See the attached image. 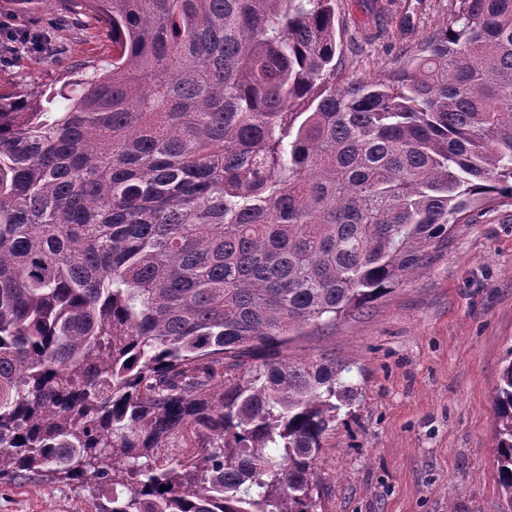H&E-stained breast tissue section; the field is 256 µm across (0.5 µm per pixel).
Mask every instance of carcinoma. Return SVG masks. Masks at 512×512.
Listing matches in <instances>:
<instances>
[{"label": "carcinoma", "mask_w": 512, "mask_h": 512, "mask_svg": "<svg viewBox=\"0 0 512 512\" xmlns=\"http://www.w3.org/2000/svg\"><path fill=\"white\" fill-rule=\"evenodd\" d=\"M334 2L56 0L112 60L0 94L1 480L89 476L100 512H316L352 387L288 344L512 205V0H453L399 71L342 85ZM492 403L512 512V346Z\"/></svg>", "instance_id": "obj_1"}]
</instances>
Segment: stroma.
<instances>
[{"label":"stroma","instance_id":"1","mask_svg":"<svg viewBox=\"0 0 512 512\" xmlns=\"http://www.w3.org/2000/svg\"><path fill=\"white\" fill-rule=\"evenodd\" d=\"M452 0H336V74L384 79L449 19ZM49 29L60 49L0 66V92L60 88L80 61L107 66L100 24L58 23L53 0L0 20ZM512 345V206L455 225L448 246L374 304L289 357L327 352L349 368L352 396L318 460L317 512H501L492 392ZM92 482L32 475L0 485V512H98Z\"/></svg>","mask_w":512,"mask_h":512}]
</instances>
